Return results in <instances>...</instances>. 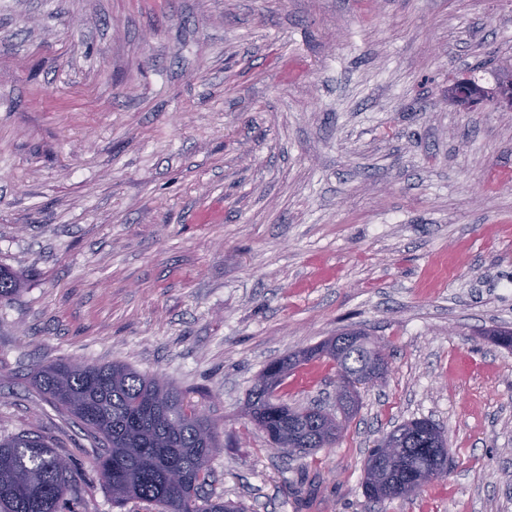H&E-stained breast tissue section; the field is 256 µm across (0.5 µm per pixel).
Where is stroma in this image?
Wrapping results in <instances>:
<instances>
[{"label": "stroma", "mask_w": 512, "mask_h": 512, "mask_svg": "<svg viewBox=\"0 0 512 512\" xmlns=\"http://www.w3.org/2000/svg\"><path fill=\"white\" fill-rule=\"evenodd\" d=\"M512 60V0H0V436L65 456L64 512L112 504L99 446L33 385L123 362L215 423L209 493L247 512H512V112L448 72ZM360 328L388 355L341 439L292 461L245 403L270 361ZM316 359L277 394L327 399ZM428 418L446 476L363 494ZM22 275L5 266H0V301L14 298L20 291Z\"/></svg>", "instance_id": "stroma-1"}]
</instances>
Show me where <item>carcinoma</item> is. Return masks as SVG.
Here are the masks:
<instances>
[{"label": "carcinoma", "instance_id": "obj_1", "mask_svg": "<svg viewBox=\"0 0 512 512\" xmlns=\"http://www.w3.org/2000/svg\"><path fill=\"white\" fill-rule=\"evenodd\" d=\"M468 79L491 97L512 84V65L487 68L480 62ZM22 275L0 266V301L20 291ZM327 343L302 349L270 363L261 378L292 370L324 356ZM363 350L332 362L336 376L362 371ZM34 384L58 409L77 419L102 442L95 456L112 503L141 500L158 512H243L240 504L205 492L210 463L221 447L215 426L199 418L197 408L174 385L142 374L122 362L86 363L81 369L62 359L38 365ZM249 417L269 443L293 435L301 449L295 456L320 448L312 415L276 397V389L254 384ZM435 423L427 418L403 424L404 448L387 463L378 448L366 461L364 495L372 502L407 499L420 490L412 475L436 465L429 442ZM178 468L184 482L172 486L167 471ZM73 482L70 463L45 438L19 433L0 439V512H61Z\"/></svg>", "mask_w": 512, "mask_h": 512}]
</instances>
